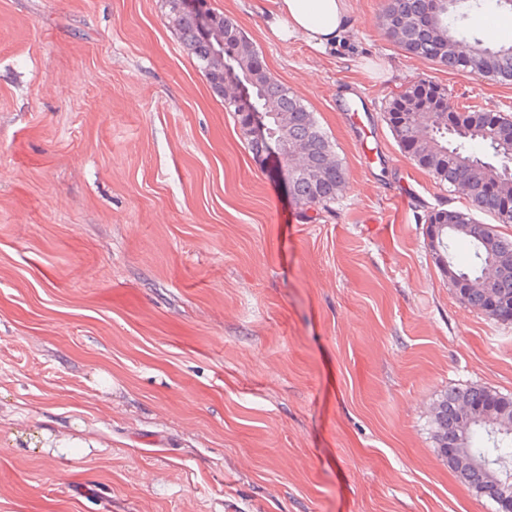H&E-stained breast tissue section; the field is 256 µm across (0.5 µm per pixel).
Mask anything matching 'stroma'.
Masks as SVG:
<instances>
[{
  "label": "stroma",
  "mask_w": 512,
  "mask_h": 512,
  "mask_svg": "<svg viewBox=\"0 0 512 512\" xmlns=\"http://www.w3.org/2000/svg\"><path fill=\"white\" fill-rule=\"evenodd\" d=\"M349 2L350 48L320 53L266 36L271 0H208L333 142L324 212L254 158L164 0H0V512H494L430 412L512 394V324L455 300L422 216L466 202L383 110L430 77L512 115V85L404 53L384 0Z\"/></svg>",
  "instance_id": "stroma-1"
}]
</instances>
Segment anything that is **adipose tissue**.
Masks as SVG:
<instances>
[{
	"mask_svg": "<svg viewBox=\"0 0 512 512\" xmlns=\"http://www.w3.org/2000/svg\"><path fill=\"white\" fill-rule=\"evenodd\" d=\"M348 14V0H273L266 29L277 40L302 38L323 52L347 32Z\"/></svg>",
	"mask_w": 512,
	"mask_h": 512,
	"instance_id": "obj_1",
	"label": "adipose tissue"
}]
</instances>
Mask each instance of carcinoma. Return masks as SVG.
<instances>
[{
	"label": "carcinoma",
	"instance_id": "obj_1",
	"mask_svg": "<svg viewBox=\"0 0 512 512\" xmlns=\"http://www.w3.org/2000/svg\"><path fill=\"white\" fill-rule=\"evenodd\" d=\"M165 5L183 48L208 83H213L215 74L232 69L253 90L248 104L233 96L224 99V108L236 116L252 154L261 157L268 153V145L285 141L307 151L312 164L308 172L291 176L290 191L303 206L330 210L346 187L347 173L313 112L267 69L235 21L212 13L213 24L226 41L220 55L200 35L194 18L180 10L179 0H165ZM465 8H472L467 0H457L449 8L441 0H385L382 30L411 56L450 71L512 84V44L491 47L448 22L451 15L465 18ZM251 112L271 115L270 142L249 135L247 116ZM383 117L417 166L498 223L512 224V173L482 157L490 150L503 160H512L511 116L475 104L450 111L448 87L420 78L389 97ZM423 219L426 224L445 225L427 249L456 300L494 321L512 316V270L499 271L492 279L485 275L489 261L512 256V238L467 210L433 208ZM455 239L468 242L473 251L465 269L448 260V241ZM430 426L438 455L457 478L494 502L496 512H506L512 503V481H508L512 476V396L479 384L450 390L436 401Z\"/></svg>",
	"mask_w": 512,
	"mask_h": 512
}]
</instances>
